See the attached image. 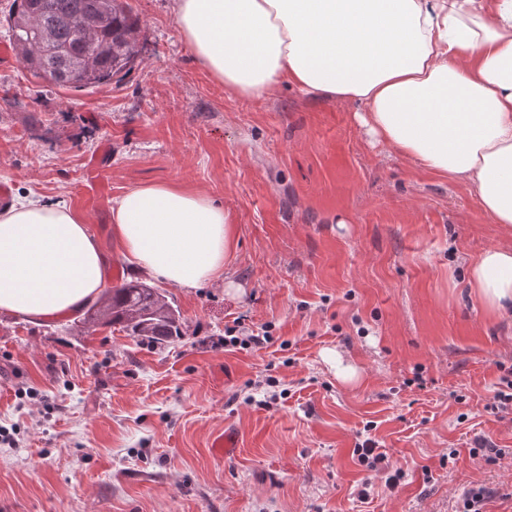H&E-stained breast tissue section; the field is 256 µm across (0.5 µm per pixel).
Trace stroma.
Segmentation results:
<instances>
[{"instance_id":"1","label":"stroma","mask_w":512,"mask_h":512,"mask_svg":"<svg viewBox=\"0 0 512 512\" xmlns=\"http://www.w3.org/2000/svg\"><path fill=\"white\" fill-rule=\"evenodd\" d=\"M127 2L141 30L121 82L75 90L0 68V184L79 209L112 284L159 288L183 335L159 347L79 315L0 313V426L20 441L0 444V512H459L481 486L484 512H512V415L493 407L512 322L465 276L512 232L469 182L371 141L355 104L227 94L174 0ZM149 182L223 204L237 236L223 279L180 288L132 270L110 207ZM236 320L271 325L272 343L220 347ZM330 350L357 381L337 378ZM228 427L230 458L211 446ZM368 436L385 469L359 463ZM486 444L505 459L486 462Z\"/></svg>"}]
</instances>
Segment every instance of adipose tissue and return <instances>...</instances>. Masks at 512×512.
Instances as JSON below:
<instances>
[{"instance_id":"obj_1","label":"adipose tissue","mask_w":512,"mask_h":512,"mask_svg":"<svg viewBox=\"0 0 512 512\" xmlns=\"http://www.w3.org/2000/svg\"><path fill=\"white\" fill-rule=\"evenodd\" d=\"M184 42L230 94L282 84L357 104L366 133L422 167L470 181L512 225V0H175ZM112 235L136 269L196 288L236 246L223 205L172 182L112 201ZM111 260L63 202L0 209V312L62 317L99 301ZM467 283L512 321V245L485 249Z\"/></svg>"}]
</instances>
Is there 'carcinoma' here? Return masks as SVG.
I'll return each instance as SVG.
<instances>
[{"label": "carcinoma", "instance_id": "carcinoma-1", "mask_svg": "<svg viewBox=\"0 0 512 512\" xmlns=\"http://www.w3.org/2000/svg\"><path fill=\"white\" fill-rule=\"evenodd\" d=\"M104 12L105 23L85 33L84 26ZM7 23L23 65L59 87L83 90L119 80L139 54L140 20L125 0H13ZM84 321L118 325L157 345L182 336L178 310L139 280L113 286L101 309L89 307Z\"/></svg>", "mask_w": 512, "mask_h": 512}]
</instances>
